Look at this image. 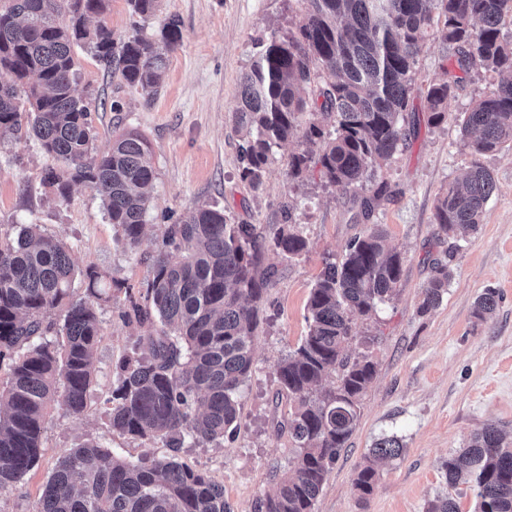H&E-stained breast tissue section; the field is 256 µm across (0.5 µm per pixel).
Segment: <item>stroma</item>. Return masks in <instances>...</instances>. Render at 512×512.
<instances>
[{
	"instance_id": "1",
	"label": "stroma",
	"mask_w": 512,
	"mask_h": 512,
	"mask_svg": "<svg viewBox=\"0 0 512 512\" xmlns=\"http://www.w3.org/2000/svg\"><path fill=\"white\" fill-rule=\"evenodd\" d=\"M305 14L303 0H160L156 15L144 22L131 14L127 0H109L101 21L115 41L138 27L159 34L172 16L182 31V43L151 96L108 73L90 52L77 53L75 93L91 110L95 152H106L114 135L129 130L150 144L156 178L139 252L125 245L92 188L74 185L62 200L43 183L46 159L37 141L0 139V235L12 238L21 225L37 224L62 240L79 273L76 300L84 296L81 273L90 266L123 282L132 294L142 292L149 269L140 263V253L154 250L164 225L202 205L223 210L228 223L260 225L268 236L289 220L305 238L307 249L299 257L270 250L260 256L265 302L253 372L239 394L242 421L235 440L190 444L181 452L184 462L223 484L234 512H258L260 500L276 487L277 471L295 454L279 429L288 405L277 396V365L307 333V299L326 259L340 255L362 228L356 207L325 183L318 165L297 176L290 172L297 142L275 148L260 189L240 178L241 137L233 119L237 81L251 66L258 40L296 31ZM440 29L436 20L422 34L411 99L417 132L374 176L375 182H386L388 193L371 221L384 226L390 243L406 257L400 293L376 319L355 327L357 335L376 339L371 351L377 373L314 512H425L429 500L444 494L454 497L459 512H477L473 491L450 489L441 464L486 425L498 426L512 440V147L477 154L452 122L428 124L429 84L457 69L456 48L442 40ZM476 162L492 172L497 191L479 231L454 249L436 229L434 205ZM434 258L448 259L453 277L442 304L422 315L421 289ZM488 289L498 293V307L492 319L481 322L473 315L474 304ZM123 304L117 298L98 307L102 336L85 413L70 417L52 406L41 460L22 481L0 491V512H35L58 458L84 443L132 462L146 454L168 455L162 442L123 436L110 427L107 400L116 366L138 337L150 333L125 323ZM390 436L402 441L403 453L379 464L374 492L360 498L353 489L355 474L373 444Z\"/></svg>"
}]
</instances>
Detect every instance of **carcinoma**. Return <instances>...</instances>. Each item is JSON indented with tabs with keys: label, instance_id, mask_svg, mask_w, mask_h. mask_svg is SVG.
I'll use <instances>...</instances> for the list:
<instances>
[{
	"label": "carcinoma",
	"instance_id": "carcinoma-1",
	"mask_svg": "<svg viewBox=\"0 0 512 512\" xmlns=\"http://www.w3.org/2000/svg\"><path fill=\"white\" fill-rule=\"evenodd\" d=\"M159 0H127L146 21ZM298 32L275 33L256 43L250 70L236 86L235 124L245 139L241 179L263 185L273 149L296 139L291 157L297 175L313 161L324 181L348 193L388 161L405 140V112L416 73L423 31L433 13L444 18L441 35L457 45L462 71L481 68L497 75L487 92L462 113L461 129L479 154L512 145V40L502 35L512 19V0H305ZM108 0H0V135L35 138L51 164L44 182L65 198L75 183L101 196L109 220L132 251L145 234L155 171L149 142L138 132L113 137L110 149L94 152L90 110L74 89L81 44L106 69L146 94L155 91L169 53L182 42L172 20L152 40L135 34L115 45L103 23ZM332 80H317L316 67ZM26 105L17 86L28 78ZM459 82L449 72L430 83L428 122L448 120V99ZM310 115L309 122L303 117ZM497 189L475 165L448 185L434 206L433 223L449 238L475 232ZM386 195L379 185L352 203L367 220ZM378 224L349 240L339 261L328 260L306 304L307 335L281 359L277 394L290 404L285 428L296 448L261 512H313L331 465L351 437L360 400L376 374L367 353L373 336L353 325L373 318L378 305L399 291L405 257L386 243ZM267 247L287 258L301 255L307 241L295 228L270 238L254 224H230L224 212L200 206L161 233L148 258L150 278L138 299L127 297L123 318L153 327L148 352L133 351L118 363L107 399L112 431L142 441H161L169 455L127 462L86 443L57 461L35 512H233L224 485L181 461L187 443L234 439L240 429L237 394L253 370L254 339L264 300L255 259ZM418 311L437 309L452 272L434 260ZM74 265L65 243L37 224L16 237H0V363L11 361L0 390V491L20 482L38 464L48 409L63 392L61 409L80 416L93 383V355L102 334L96 304L112 299V285L86 270L88 296L70 300ZM498 295L486 290L474 315H493ZM61 308V322L51 319ZM55 333V341L44 336ZM336 383L325 387L330 375ZM400 439L376 441L371 456L393 460ZM441 469L455 487L468 484L479 512H512V444L493 424ZM377 470L362 466L353 481L360 497L371 495Z\"/></svg>",
	"mask_w": 512,
	"mask_h": 512
}]
</instances>
